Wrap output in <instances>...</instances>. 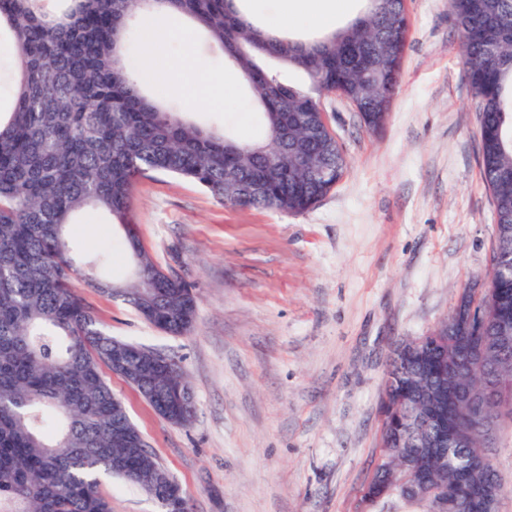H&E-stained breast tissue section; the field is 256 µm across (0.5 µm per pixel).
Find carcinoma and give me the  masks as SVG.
Returning a JSON list of instances; mask_svg holds the SVG:
<instances>
[{
  "label": "carcinoma",
  "instance_id": "carcinoma-1",
  "mask_svg": "<svg viewBox=\"0 0 512 512\" xmlns=\"http://www.w3.org/2000/svg\"><path fill=\"white\" fill-rule=\"evenodd\" d=\"M47 0H0V37L15 60L13 102L0 117V512H111L101 477L116 476L153 498L177 489L105 381L112 344L76 282L118 297L146 322L187 334L197 297L140 246L133 200L138 181L163 173L199 186L232 206L301 213L340 181L348 162L320 114V98L345 94L360 122L383 128L399 83L409 21L404 0H367L366 11L319 38L262 30L236 0H151L181 15L231 56L261 111L264 139L235 140L163 110L144 94L125 50L141 0H65L49 16ZM460 34L465 75L477 101L482 177L493 207L492 287L507 292L512 311V0H448ZM499 42L498 56L485 49ZM295 69L307 85L293 83ZM228 183L254 188L224 194ZM92 208L120 226L137 259L135 277L107 282L79 261L69 230ZM497 307L479 296L471 335H493ZM394 394L383 421L396 417L400 447L382 440V457L363 489L368 512L399 498L433 507L434 492L415 487L409 459L431 465L439 479L464 488L498 475L493 466L462 479L457 458L490 455L482 439L451 448L448 464L425 458L412 429L411 393L430 391L412 361L389 362ZM183 373L176 363L129 382L170 423L187 425L189 410L164 409ZM467 385L474 406L496 432L512 438V352L492 347L487 367L466 366L448 346V395ZM121 462V469L112 467Z\"/></svg>",
  "mask_w": 512,
  "mask_h": 512
}]
</instances>
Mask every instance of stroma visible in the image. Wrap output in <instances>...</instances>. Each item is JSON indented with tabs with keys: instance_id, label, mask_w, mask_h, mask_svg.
<instances>
[{
	"instance_id": "stroma-1",
	"label": "stroma",
	"mask_w": 512,
	"mask_h": 512,
	"mask_svg": "<svg viewBox=\"0 0 512 512\" xmlns=\"http://www.w3.org/2000/svg\"><path fill=\"white\" fill-rule=\"evenodd\" d=\"M400 85L377 133L336 96L322 100L348 168L297 214L227 206L162 174L142 178L134 209L155 263L193 286L195 322L165 334L122 300L82 294L114 337L179 362L195 398L190 425L161 418L120 376L113 393L192 512H357L380 455L384 377L396 343L431 332L488 271L494 242L479 164L476 102L448 0H406ZM172 42L195 78H236L207 36ZM143 32L127 63L165 105L240 141L263 136L246 88L233 106L167 91L144 63ZM72 236L106 253L104 278L131 277L122 228L85 211ZM112 512H161L144 491L103 478Z\"/></svg>"
}]
</instances>
